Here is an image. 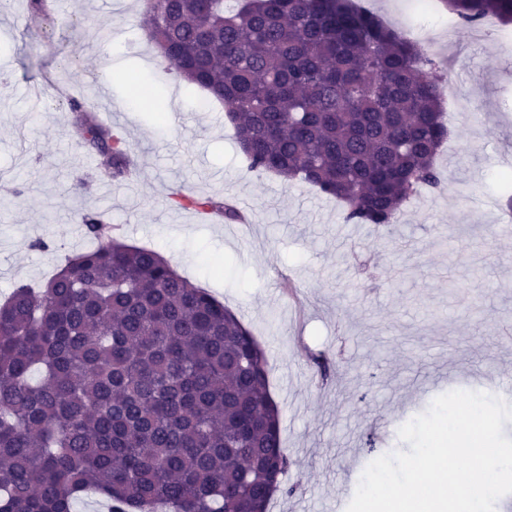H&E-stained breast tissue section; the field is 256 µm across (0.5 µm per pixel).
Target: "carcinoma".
<instances>
[{
  "mask_svg": "<svg viewBox=\"0 0 512 512\" xmlns=\"http://www.w3.org/2000/svg\"><path fill=\"white\" fill-rule=\"evenodd\" d=\"M158 54L224 104L247 170L308 183L344 222L389 226L442 183L441 77L353 0H143ZM461 22H512V0H445ZM81 143L127 177L132 146L71 102ZM180 209L238 214L219 198ZM99 244L0 303V512H269L289 458L266 354L234 312L99 214Z\"/></svg>",
  "mask_w": 512,
  "mask_h": 512,
  "instance_id": "cac0c4a2",
  "label": "carcinoma"
}]
</instances>
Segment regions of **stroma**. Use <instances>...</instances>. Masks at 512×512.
<instances>
[{
  "instance_id": "1",
  "label": "stroma",
  "mask_w": 512,
  "mask_h": 512,
  "mask_svg": "<svg viewBox=\"0 0 512 512\" xmlns=\"http://www.w3.org/2000/svg\"><path fill=\"white\" fill-rule=\"evenodd\" d=\"M141 0H51L26 23L24 0H0V300L47 280L91 247L80 227L104 213L127 242L155 248L183 276L232 309L272 370L292 462L269 512H347L374 459L409 451L398 431L437 396L482 391L512 406V235L497 226L495 171L512 163V73L494 39L459 26L455 61L437 58L454 92L472 102L447 112L437 157L444 184L407 203L395 226L345 223L343 208L306 184L248 173L220 103L194 111L203 92L147 43ZM117 77L98 99L100 58ZM151 86L154 120L129 76ZM112 112L141 177L117 183L83 149L68 97ZM235 196L248 227L198 221L175 191ZM43 238L47 249L32 248Z\"/></svg>"
}]
</instances>
